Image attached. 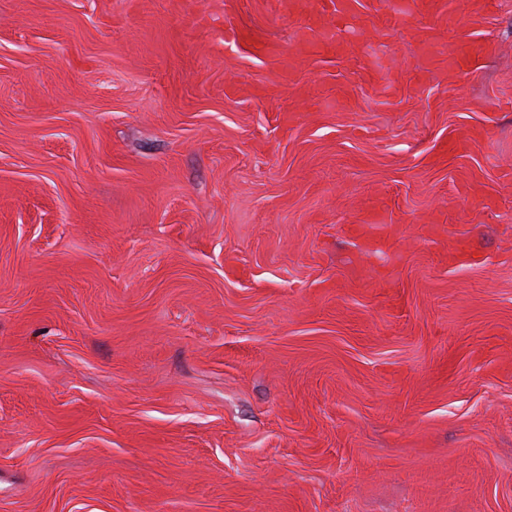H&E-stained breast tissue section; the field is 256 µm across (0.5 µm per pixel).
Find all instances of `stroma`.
Instances as JSON below:
<instances>
[{
    "label": "stroma",
    "instance_id": "stroma-1",
    "mask_svg": "<svg viewBox=\"0 0 512 512\" xmlns=\"http://www.w3.org/2000/svg\"><path fill=\"white\" fill-rule=\"evenodd\" d=\"M317 8L0 0V512H512V0ZM234 40L245 46L248 51L265 61L283 63L284 50L280 44L270 40L262 31L251 28H236Z\"/></svg>",
    "mask_w": 512,
    "mask_h": 512
}]
</instances>
